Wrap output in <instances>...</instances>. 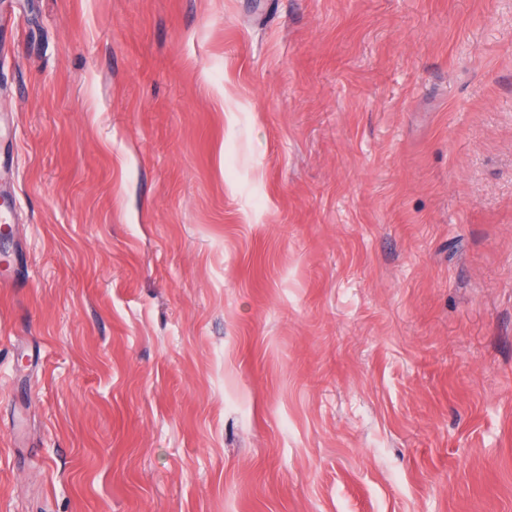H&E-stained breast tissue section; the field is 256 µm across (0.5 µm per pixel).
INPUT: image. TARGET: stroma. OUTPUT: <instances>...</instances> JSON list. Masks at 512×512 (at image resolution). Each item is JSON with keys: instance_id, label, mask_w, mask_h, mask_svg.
I'll use <instances>...</instances> for the list:
<instances>
[{"instance_id": "1", "label": "stroma", "mask_w": 512, "mask_h": 512, "mask_svg": "<svg viewBox=\"0 0 512 512\" xmlns=\"http://www.w3.org/2000/svg\"><path fill=\"white\" fill-rule=\"evenodd\" d=\"M0 512H512V0H0Z\"/></svg>"}]
</instances>
